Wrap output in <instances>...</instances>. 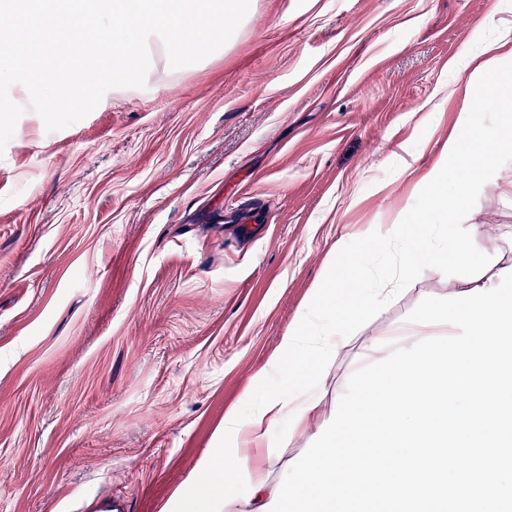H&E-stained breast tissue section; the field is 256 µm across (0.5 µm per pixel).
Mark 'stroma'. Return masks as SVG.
<instances>
[{"instance_id": "35a3bbf8", "label": "stroma", "mask_w": 512, "mask_h": 512, "mask_svg": "<svg viewBox=\"0 0 512 512\" xmlns=\"http://www.w3.org/2000/svg\"><path fill=\"white\" fill-rule=\"evenodd\" d=\"M512 0H251L228 42L0 154V512L125 498L189 512L224 415L249 414L336 244L418 192ZM512 161L457 212L512 266ZM465 283L417 261L351 327L382 335Z\"/></svg>"}]
</instances>
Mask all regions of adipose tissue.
<instances>
[{"label": "adipose tissue", "mask_w": 512, "mask_h": 512, "mask_svg": "<svg viewBox=\"0 0 512 512\" xmlns=\"http://www.w3.org/2000/svg\"><path fill=\"white\" fill-rule=\"evenodd\" d=\"M479 68L486 73L487 89L466 100L460 122L467 128L476 127L491 111L495 114L494 127L481 133L474 147L464 139L449 138L438 162L420 180L418 201L406 204L395 223L371 224L362 232L365 240L400 243L398 262L382 273L383 279L390 281V288L373 287L363 254L337 245L336 260L344 269L343 275L312 289L306 314L289 327L272 363L282 385H267L265 376L257 375L256 383L263 390L259 407L246 416L235 409L224 416V453L209 458L203 475L208 488L202 502L207 507L220 505L224 512H237L235 489L242 482L250 490L249 512H260L261 506L271 501L276 490L268 470L273 428L284 421L289 434L301 435L309 430L319 407V392L350 344L351 321L392 301V285L408 276L416 249H423L430 256L433 272H442L451 265L465 280L488 261L487 251L478 243L476 225L458 226L450 247L442 245V230L450 217L469 201L473 189L486 175L512 156V113L499 109V73L490 58L481 61ZM470 153L477 155L478 169L471 181L462 183L455 177L454 162ZM452 332L448 325L421 327L401 323L388 335L368 337L362 356L372 362L387 344L407 348L420 338Z\"/></svg>", "instance_id": "adipose-tissue-1"}]
</instances>
